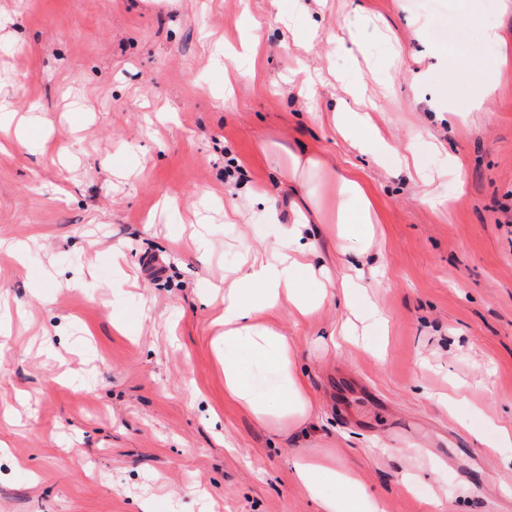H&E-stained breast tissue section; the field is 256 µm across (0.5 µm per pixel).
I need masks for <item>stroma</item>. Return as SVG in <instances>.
I'll return each mask as SVG.
<instances>
[{
  "mask_svg": "<svg viewBox=\"0 0 512 512\" xmlns=\"http://www.w3.org/2000/svg\"><path fill=\"white\" fill-rule=\"evenodd\" d=\"M449 2L0 0V101L24 122L0 129V240L26 249L0 251V512H318L292 474L301 447L356 467L385 512H512V446L496 445L512 427V57L457 44ZM399 53L458 107L471 92L451 69L498 66L495 92L441 119ZM345 80L447 207L334 129ZM263 142L358 171L381 220L356 307L383 311L387 336L340 299L266 318L320 407L301 429L225 402L213 351V284L280 234ZM307 233L342 278L334 213ZM457 386L466 402L444 408Z\"/></svg>",
  "mask_w": 512,
  "mask_h": 512,
  "instance_id": "stroma-1",
  "label": "stroma"
}]
</instances>
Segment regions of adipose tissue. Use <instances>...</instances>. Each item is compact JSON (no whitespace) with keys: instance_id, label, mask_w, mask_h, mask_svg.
<instances>
[{"instance_id":"obj_1","label":"adipose tissue","mask_w":512,"mask_h":512,"mask_svg":"<svg viewBox=\"0 0 512 512\" xmlns=\"http://www.w3.org/2000/svg\"><path fill=\"white\" fill-rule=\"evenodd\" d=\"M335 122L360 153L379 161L391 156V147L367 113L341 112ZM277 174L295 220L282 226L275 247L247 244L249 261L224 288L217 357L224 367L225 400L258 424L299 428L312 418L315 404L298 372L293 343L264 317L284 308L292 317L306 319L335 298L332 280L317 288L305 285L317 275L307 261L315 244L304 234L306 225L320 218L317 183L333 191L339 241H354L369 250L375 242L378 207L362 176L305 148L289 150L288 165L278 168ZM293 471L319 512H383L358 473L332 455L301 450L294 457Z\"/></svg>"}]
</instances>
